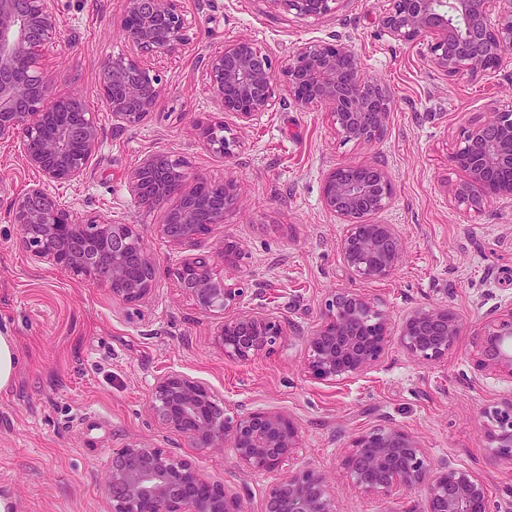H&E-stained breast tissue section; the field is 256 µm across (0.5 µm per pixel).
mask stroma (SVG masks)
Returning a JSON list of instances; mask_svg holds the SVG:
<instances>
[{
  "label": "stroma",
  "mask_w": 512,
  "mask_h": 512,
  "mask_svg": "<svg viewBox=\"0 0 512 512\" xmlns=\"http://www.w3.org/2000/svg\"><path fill=\"white\" fill-rule=\"evenodd\" d=\"M388 4L338 0L334 11L303 19L277 0H182L190 44L176 56L146 58L164 91L140 126L117 129L96 89L103 58L138 53L120 28L126 0H56L62 33L42 49L43 67L58 95L83 98L102 135L84 178L54 193L78 213L136 225L158 271L150 295L128 303L35 260L8 209L39 175L0 143V334L13 337L18 357L12 385L0 390V499L11 512H112L104 487L112 452L132 442L188 460L239 495L243 512H266L269 486L309 469L331 484L336 512H423L421 492H366L338 468L356 435L382 426L411 433L431 462L473 471L502 512H512V461L487 439L495 412L512 398V379L484 369L473 348L484 324L512 312V201L460 205L452 192L460 173L449 162L463 131L491 107H512V59L475 79L448 78L429 61L425 41L387 33ZM336 35L392 94L376 140H343L324 107L285 97L257 123L228 122L236 157L205 149L193 121L218 110L207 55L243 38L281 64L298 46ZM155 151L184 160L189 173L241 186L236 208L192 249L158 236L164 209L140 207L129 189L131 171ZM374 160L389 170L393 193L371 220L396 225L403 254L392 278L364 282L340 257L345 226L324 210L320 187L329 166ZM227 237L242 247L238 266L224 274L243 288V308L260 292L269 311L290 320L286 335L248 362L225 356L220 317L201 311L173 276L186 253L213 255ZM341 288L373 299L396 326L413 308L448 307L461 333L435 363L393 344L364 374L339 384L315 380L304 369L305 336ZM172 370L206 384L229 414L288 415L300 428L299 448L271 472L241 467L229 446L196 448L150 410L154 381Z\"/></svg>",
  "instance_id": "stroma-1"
}]
</instances>
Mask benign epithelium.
<instances>
[{
	"instance_id": "1",
	"label": "benign epithelium",
	"mask_w": 512,
	"mask_h": 512,
	"mask_svg": "<svg viewBox=\"0 0 512 512\" xmlns=\"http://www.w3.org/2000/svg\"><path fill=\"white\" fill-rule=\"evenodd\" d=\"M178 2L127 0L120 21L126 39L143 55L185 50L191 36ZM275 2L302 18L319 17L336 5V0ZM384 25L399 41L427 39L430 62L451 78H477L512 56V0H390ZM60 35L55 0H0V142L18 144L22 163L41 176L13 200L9 221L18 225L34 257L86 282L105 284L126 302H139L152 290L157 265L137 227L80 216L45 188L81 180L101 139L82 99L56 95L40 63L39 48ZM204 66L221 112L198 119L195 127L206 148L226 158L235 155L239 142L227 136L224 116L248 125L276 107L281 90L302 105L327 107L332 128L347 141L377 139L392 111L389 91L365 77L351 46L335 38L297 47L283 65L253 42L234 40L208 55ZM162 89V76L138 57L108 56L102 63L99 95L120 128L140 125ZM451 164L462 173L453 189L457 202L479 209L512 198V109H497L464 131ZM187 180L181 161L164 152L148 154L129 175L139 205L175 202L158 234L180 247L224 223L240 192L233 179L215 183L196 175L189 189ZM392 191L389 173L375 162L338 163L323 178L322 206L346 225L338 250L359 280H385L399 267L402 242L395 226L367 220L385 209ZM217 251L228 267L242 258L235 240H223ZM174 276L199 309L224 315L217 336L225 356L249 361L284 336L288 317L241 310L243 289L218 273L209 257H186ZM459 334L450 309L421 306L407 313L394 337L387 316L370 298L345 290L326 300L320 322L306 336L305 371L323 382L345 381L371 369L393 340L413 359L430 364L448 356ZM476 349L483 367L512 379V311L483 328ZM150 407L197 448L231 441L238 463L248 470L275 471L298 448L299 427L287 415L258 409L231 416L207 386L177 371L154 382ZM488 439L498 455L512 460V399ZM339 467L365 492L423 489L426 512H499L482 479L446 459L432 463L399 427L357 435ZM106 491L112 512H242L239 497L206 481L190 462L141 443L112 453ZM267 507L268 512H336L326 477L314 470L273 483Z\"/></svg>"
}]
</instances>
